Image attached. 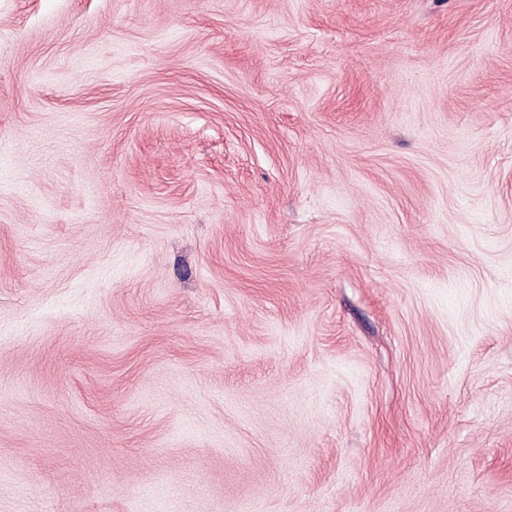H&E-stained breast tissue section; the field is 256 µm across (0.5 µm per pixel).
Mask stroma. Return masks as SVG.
Wrapping results in <instances>:
<instances>
[{
  "mask_svg": "<svg viewBox=\"0 0 512 512\" xmlns=\"http://www.w3.org/2000/svg\"><path fill=\"white\" fill-rule=\"evenodd\" d=\"M0 512H512V0H0Z\"/></svg>",
  "mask_w": 512,
  "mask_h": 512,
  "instance_id": "35a3bbf8",
  "label": "stroma"
}]
</instances>
